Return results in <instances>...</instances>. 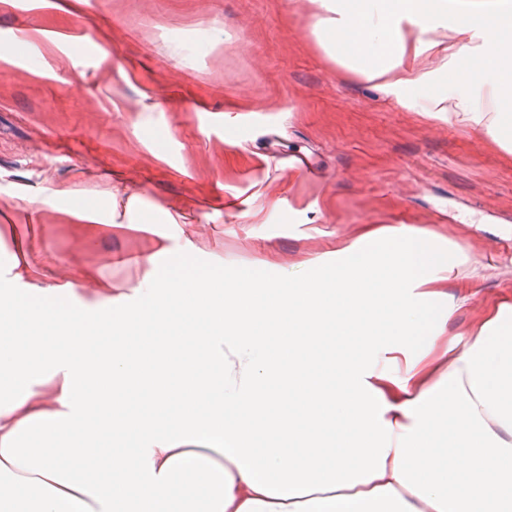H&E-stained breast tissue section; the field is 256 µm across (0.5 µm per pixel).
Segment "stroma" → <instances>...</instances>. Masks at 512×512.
<instances>
[{
  "label": "stroma",
  "instance_id": "stroma-1",
  "mask_svg": "<svg viewBox=\"0 0 512 512\" xmlns=\"http://www.w3.org/2000/svg\"><path fill=\"white\" fill-rule=\"evenodd\" d=\"M62 189L135 202L86 224ZM153 207L173 223L133 227ZM398 224L472 245L456 326L512 292V155L332 59L309 0H0V279L126 296L164 245L191 278L317 277L343 237Z\"/></svg>",
  "mask_w": 512,
  "mask_h": 512
}]
</instances>
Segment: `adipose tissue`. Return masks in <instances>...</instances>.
<instances>
[{"instance_id":"ef3b65f1","label":"adipose tissue","mask_w":512,"mask_h":512,"mask_svg":"<svg viewBox=\"0 0 512 512\" xmlns=\"http://www.w3.org/2000/svg\"><path fill=\"white\" fill-rule=\"evenodd\" d=\"M312 2L337 62L512 154V0ZM430 242L66 307L0 283V512H512V300L446 337L470 250Z\"/></svg>"}]
</instances>
